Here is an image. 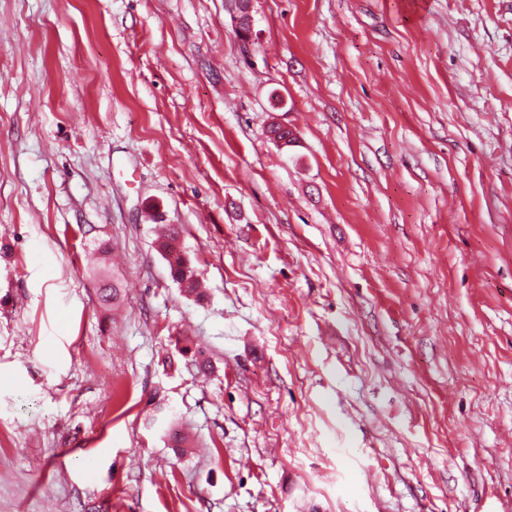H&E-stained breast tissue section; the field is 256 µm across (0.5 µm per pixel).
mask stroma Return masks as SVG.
Segmentation results:
<instances>
[{
    "label": "stroma",
    "instance_id": "35a3bbf8",
    "mask_svg": "<svg viewBox=\"0 0 512 512\" xmlns=\"http://www.w3.org/2000/svg\"><path fill=\"white\" fill-rule=\"evenodd\" d=\"M252 15L0 0V512H512V0ZM252 2V0H237L233 5V21L236 17V25H238L240 34L248 36L247 40H241L245 46L251 45L253 37ZM167 226L163 237L158 241V250L167 260L171 276L180 290L188 296L199 295L200 283L195 270L180 250L173 256L178 248L179 228L171 224H167Z\"/></svg>",
    "mask_w": 512,
    "mask_h": 512
}]
</instances>
